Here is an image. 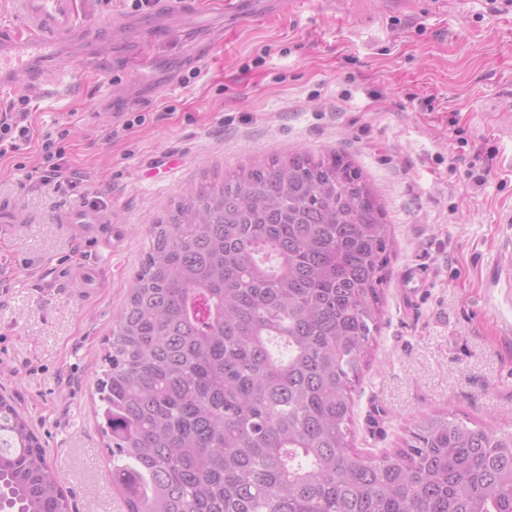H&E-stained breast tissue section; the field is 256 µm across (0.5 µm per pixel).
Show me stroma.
I'll use <instances>...</instances> for the list:
<instances>
[{
	"label": "stroma",
	"instance_id": "obj_1",
	"mask_svg": "<svg viewBox=\"0 0 512 512\" xmlns=\"http://www.w3.org/2000/svg\"><path fill=\"white\" fill-rule=\"evenodd\" d=\"M382 0L329 9L301 0L276 18L184 22L149 78L114 69L153 34L109 45L96 71L67 57L30 99L31 139L0 158V199L36 218L0 246L13 281L0 287V394L26 415L73 512H125L108 477L96 415L104 342L144 257L150 224L184 190L240 165L298 151L345 153L372 184L395 252L383 317L353 393L350 444L373 456L404 447L414 419L450 411L512 431V293L495 280L512 237V5ZM68 134L61 186L28 179L41 133ZM485 175L478 186L471 173ZM66 206L112 212L111 253L85 257L56 224ZM88 281L41 293L49 261ZM426 266L425 282L412 280Z\"/></svg>",
	"mask_w": 512,
	"mask_h": 512
}]
</instances>
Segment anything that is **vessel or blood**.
Returning <instances> with one entry per match:
<instances>
[{"instance_id":"1","label":"vessel or blood","mask_w":512,"mask_h":512,"mask_svg":"<svg viewBox=\"0 0 512 512\" xmlns=\"http://www.w3.org/2000/svg\"><path fill=\"white\" fill-rule=\"evenodd\" d=\"M5 15L0 18V95L4 92L37 93L41 90L39 76L56 66L70 42L93 43L99 36L82 19L77 0H6ZM258 19L268 12L258 0H208L205 11L193 12L192 22H201L206 14ZM56 223L95 252L109 248L105 226L112 221L110 211L66 207L54 215ZM33 217L14 202L0 204V243L13 240ZM74 266L41 273L39 287L48 293L62 283L76 279Z\"/></svg>"}]
</instances>
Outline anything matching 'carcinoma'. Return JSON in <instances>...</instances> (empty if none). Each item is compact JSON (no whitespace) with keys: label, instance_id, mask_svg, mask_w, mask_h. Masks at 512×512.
I'll return each instance as SVG.
<instances>
[{"label":"carcinoma","instance_id":"cac0c4a2","mask_svg":"<svg viewBox=\"0 0 512 512\" xmlns=\"http://www.w3.org/2000/svg\"><path fill=\"white\" fill-rule=\"evenodd\" d=\"M392 248L339 153L241 166L152 225L98 386L126 512H512V432L446 411L378 458L350 446ZM0 512H69L4 396Z\"/></svg>","mask_w":512,"mask_h":512}]
</instances>
